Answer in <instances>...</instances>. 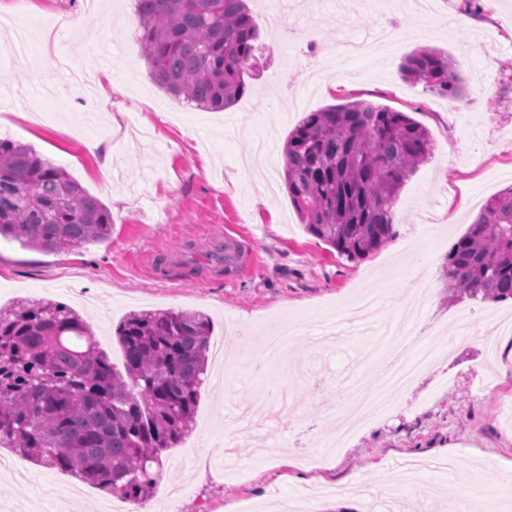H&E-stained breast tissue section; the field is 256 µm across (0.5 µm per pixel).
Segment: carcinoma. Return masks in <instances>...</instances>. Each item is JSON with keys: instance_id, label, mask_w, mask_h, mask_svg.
Instances as JSON below:
<instances>
[{"instance_id": "carcinoma-1", "label": "carcinoma", "mask_w": 512, "mask_h": 512, "mask_svg": "<svg viewBox=\"0 0 512 512\" xmlns=\"http://www.w3.org/2000/svg\"><path fill=\"white\" fill-rule=\"evenodd\" d=\"M153 81L196 107L219 110L248 91L258 31L245 0H135ZM403 76L435 94L464 96L455 61L413 51ZM432 152L429 131L365 100L306 115L285 143L284 179L307 232L359 261L393 237V206ZM108 207L33 148L0 139V237L57 252L106 240ZM456 298H512V187L490 198L453 245L446 269ZM124 372L85 322L40 300L0 308V448H18L114 497L144 500L161 452L188 434L206 372L210 319L140 311L116 328Z\"/></svg>"}]
</instances>
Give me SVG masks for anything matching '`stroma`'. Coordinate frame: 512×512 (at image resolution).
Segmentation results:
<instances>
[{"label": "stroma", "mask_w": 512, "mask_h": 512, "mask_svg": "<svg viewBox=\"0 0 512 512\" xmlns=\"http://www.w3.org/2000/svg\"><path fill=\"white\" fill-rule=\"evenodd\" d=\"M389 0L386 13L364 0H280L281 28L261 26L250 92L223 110H203L160 90L138 40L134 0H29L31 49L9 53L12 0H0V138L32 146L62 167L112 214V233L98 244L46 253L0 238V308L21 299L61 302L84 318L107 354L121 353L116 326L147 309L208 315L212 338L226 322L250 337L248 352L229 345L232 382L207 373L195 424L185 438L208 465L182 447L162 454L168 486L186 487L182 512H512V492L486 488L512 467V347L497 319L512 317V299L454 300L445 266L450 249L493 195L512 186V0H486L479 14L464 0ZM83 23L54 32L52 20ZM394 23L393 44L371 56L343 45ZM322 54L318 67L296 54L309 30ZM448 52L468 95L452 99L406 81L415 49ZM112 69L121 84L98 105L85 75ZM362 99L403 112L426 127L431 158L410 175L398 197L394 237L360 261L339 257L309 234L291 203L278 158L294 127L311 112ZM90 139L107 154L86 148ZM234 232L243 270L210 257ZM392 280L383 305L364 328L318 351L316 338L351 298ZM417 308L414 332L439 334L449 348L417 377L375 425L360 428L323 466L307 464L316 435L329 434L341 410L337 376L355 367L367 389L385 373L376 332L397 313ZM466 311L484 342L458 339ZM300 316L287 371L255 373L259 333L278 316ZM289 385L297 409L243 429L224 453L228 406L250 405ZM412 458L450 459L451 474L422 471L417 488L398 500L374 488L376 474ZM26 478L0 482V512H56L76 483L71 473L25 460Z\"/></svg>", "instance_id": "stroma-1"}]
</instances>
